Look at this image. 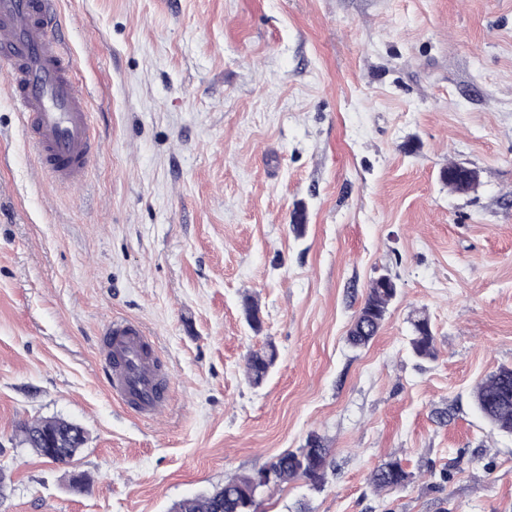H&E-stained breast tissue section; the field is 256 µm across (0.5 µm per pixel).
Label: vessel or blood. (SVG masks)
Masks as SVG:
<instances>
[{
  "mask_svg": "<svg viewBox=\"0 0 512 512\" xmlns=\"http://www.w3.org/2000/svg\"><path fill=\"white\" fill-rule=\"evenodd\" d=\"M57 13V0H0V70L9 77L41 169L67 188L84 180L98 145ZM103 336L110 391L140 416L156 418L167 404V384L152 339L140 322L126 318L108 322Z\"/></svg>",
  "mask_w": 512,
  "mask_h": 512,
  "instance_id": "b4317fda",
  "label": "vessel or blood"
}]
</instances>
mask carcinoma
Masks as SVG:
<instances>
[{"mask_svg":"<svg viewBox=\"0 0 512 512\" xmlns=\"http://www.w3.org/2000/svg\"><path fill=\"white\" fill-rule=\"evenodd\" d=\"M458 164L450 163L441 172L442 180L452 191L467 193L474 190L470 183L456 174ZM398 290L380 287L373 281L368 287L364 301L348 334L351 345L367 346L378 334L385 321L388 307L396 298ZM412 336L409 345L419 358L436 357L435 337L427 315L421 313L411 319ZM277 351L273 344L251 351L245 359L248 381L254 386L261 385L275 365ZM474 401L479 412L499 431L512 434V366L502 365L488 375L475 388ZM20 443L30 447L42 456L47 452L45 440L52 438L72 451L86 442L85 432L75 429L71 422L62 418H49L18 427ZM330 449L321 438L312 436L308 446L280 454L270 465L275 473L273 486L294 479H303L313 486L324 482L330 466ZM255 474L236 475L224 480V484L205 493L181 500L174 512H256V495L253 490ZM410 475L401 463L389 460L371 474V483L377 489H393L407 484Z\"/></svg>","mask_w":512,"mask_h":512,"instance_id":"cac0c4a2","label":"carcinoma"}]
</instances>
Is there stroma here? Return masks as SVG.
I'll return each mask as SVG.
<instances>
[{
	"label": "stroma",
	"mask_w": 512,
	"mask_h": 512,
	"mask_svg": "<svg viewBox=\"0 0 512 512\" xmlns=\"http://www.w3.org/2000/svg\"><path fill=\"white\" fill-rule=\"evenodd\" d=\"M58 12L102 150L58 187L0 77V512H171L312 434L331 450L324 485L283 483L257 512H512V435L473 398L512 365V0ZM451 162L480 170L476 192L440 181ZM381 275L398 296L352 347ZM421 312L433 359L410 352ZM115 316L168 367L159 419L104 382ZM269 342L256 388L245 357ZM50 417L85 431L71 464L19 442V423ZM391 459L411 481L375 490Z\"/></svg>",
	"instance_id": "stroma-1"
}]
</instances>
